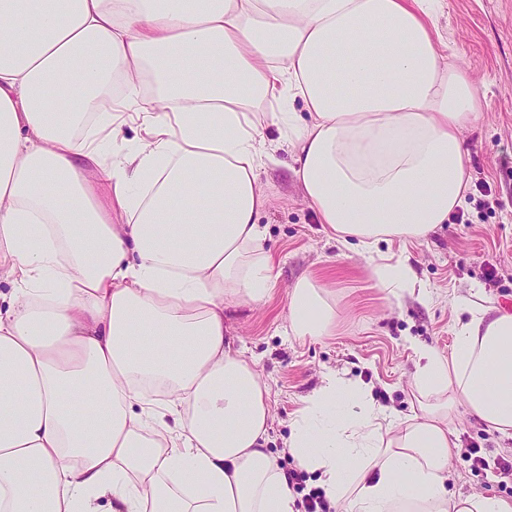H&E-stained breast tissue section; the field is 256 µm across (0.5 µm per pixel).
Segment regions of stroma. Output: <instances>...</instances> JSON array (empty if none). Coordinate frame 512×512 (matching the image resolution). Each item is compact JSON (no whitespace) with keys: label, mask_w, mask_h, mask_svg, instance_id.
Instances as JSON below:
<instances>
[{"label":"stroma","mask_w":512,"mask_h":512,"mask_svg":"<svg viewBox=\"0 0 512 512\" xmlns=\"http://www.w3.org/2000/svg\"><path fill=\"white\" fill-rule=\"evenodd\" d=\"M451 62L462 65L486 94L477 130L465 132L472 189L466 209L427 239L379 242L386 255H404L427 286L428 298L391 302L370 277L359 246L330 239L285 164L260 173L269 203L259 222L278 262L277 285L260 306L228 304L225 325L233 347L255 359L271 388L269 450L288 472L296 465L282 452L294 411L333 371L369 385L393 415L409 414L414 400L412 343L445 352L452 346L464 303L485 296L512 312V0H446L437 20ZM312 276L336 300V333L319 340L285 335L288 291ZM452 427L458 448L451 465L452 493H490L512 501V477L499 460L512 461V437L458 409ZM487 468H473L471 448Z\"/></svg>","instance_id":"35a3bbf8"}]
</instances>
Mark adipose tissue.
Masks as SVG:
<instances>
[{
	"label": "adipose tissue",
	"instance_id": "obj_1",
	"mask_svg": "<svg viewBox=\"0 0 512 512\" xmlns=\"http://www.w3.org/2000/svg\"><path fill=\"white\" fill-rule=\"evenodd\" d=\"M445 0H0V512H297L268 450L271 388L231 300L277 282L260 171L357 240L388 299L425 291L381 240L467 203L485 96L431 25ZM68 107L58 110V95ZM141 136L122 147L123 128ZM278 132L268 143L263 125ZM287 331L336 332L311 277ZM415 345L411 415L327 373L284 442L335 512H512L448 491L458 407L512 432V313L470 300Z\"/></svg>",
	"mask_w": 512,
	"mask_h": 512
}]
</instances>
